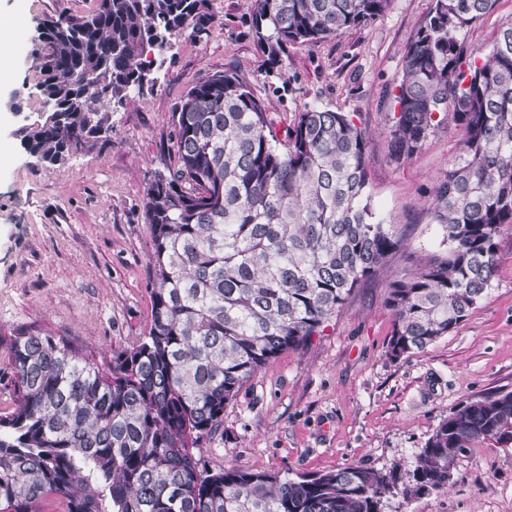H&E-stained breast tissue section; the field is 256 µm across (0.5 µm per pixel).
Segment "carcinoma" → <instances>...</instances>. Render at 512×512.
Returning a JSON list of instances; mask_svg holds the SVG:
<instances>
[{
	"mask_svg": "<svg viewBox=\"0 0 512 512\" xmlns=\"http://www.w3.org/2000/svg\"><path fill=\"white\" fill-rule=\"evenodd\" d=\"M497 0H433L391 93L387 137L413 156L436 118L460 148L429 191L441 241L389 285V354L448 335L492 290L497 239L512 231V26L487 50L464 29ZM389 0H257L254 37L269 65L291 44L366 26ZM211 0H98L82 18L38 22L37 90L54 110L25 117L24 148L57 165L109 130L107 107L155 85L149 54L213 22ZM369 137L357 116L310 107L278 139L261 100L234 74L199 80L176 112L178 165L157 173L150 226L152 324L102 375L70 344L22 331L11 344L19 400L0 415V505L41 512H382L448 487L474 443L508 447L512 390L454 407L415 456L393 467L351 464L299 475L211 473L192 448L224 423V405L262 366L304 346L404 246L398 220L368 191Z\"/></svg>",
	"mask_w": 512,
	"mask_h": 512,
	"instance_id": "cac0c4a2",
	"label": "carcinoma"
}]
</instances>
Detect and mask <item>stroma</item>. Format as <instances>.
<instances>
[{"instance_id":"35a3bbf8","label":"stroma","mask_w":512,"mask_h":512,"mask_svg":"<svg viewBox=\"0 0 512 512\" xmlns=\"http://www.w3.org/2000/svg\"><path fill=\"white\" fill-rule=\"evenodd\" d=\"M256 0H212L217 21L173 35L157 83L110 107L111 128L62 165L24 149L18 129L42 111L33 34L45 17L91 13L95 0H0L19 18L0 44L12 67L0 77V414L14 410V332L34 326L74 344L101 373L135 346L152 321L144 219L155 173L175 168L174 114L202 78L235 72L263 103L278 136L298 112L322 106L357 113L370 134L369 187L376 207L400 219L405 247L352 295L304 347L260 368L224 407V424L194 450L210 472L230 467L295 477L349 464L409 473L419 448L458 403L512 390V233L498 239L500 265L489 297L424 350L388 353L394 317L390 282L439 242L427 210L434 181L456 154L461 132L443 120L411 158L395 161L386 134L389 91L432 0H389L366 27L315 46H288L268 67L256 45ZM512 26V0L462 31L485 49ZM384 512H512V448L473 444L456 459L446 490L389 499Z\"/></svg>"}]
</instances>
